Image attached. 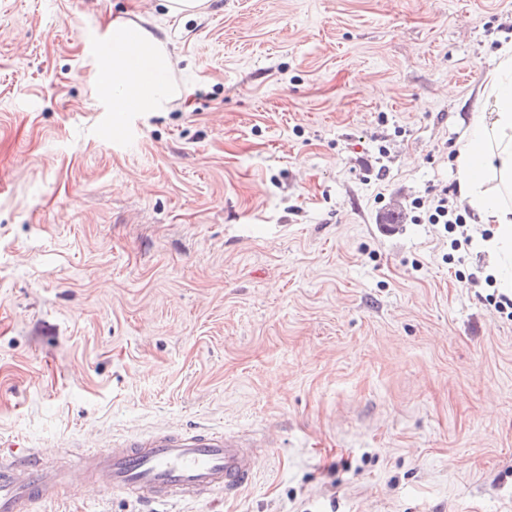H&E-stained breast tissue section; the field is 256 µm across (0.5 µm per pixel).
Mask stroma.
Instances as JSON below:
<instances>
[{"label": "stroma", "mask_w": 512, "mask_h": 512, "mask_svg": "<svg viewBox=\"0 0 512 512\" xmlns=\"http://www.w3.org/2000/svg\"><path fill=\"white\" fill-rule=\"evenodd\" d=\"M181 94L116 116L115 18ZM512 0H0V442L196 424L255 477L178 512H512L488 258L392 212L448 188ZM32 512H151L71 472Z\"/></svg>", "instance_id": "35a3bbf8"}]
</instances>
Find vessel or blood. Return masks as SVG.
Returning a JSON list of instances; mask_svg holds the SVG:
<instances>
[{"instance_id":"obj_1","label":"vessel or blood","mask_w":512,"mask_h":512,"mask_svg":"<svg viewBox=\"0 0 512 512\" xmlns=\"http://www.w3.org/2000/svg\"><path fill=\"white\" fill-rule=\"evenodd\" d=\"M252 443L205 426L133 435L105 448L76 452L71 465L103 491L131 493L148 504L175 505L233 494L254 474ZM64 472L40 452L10 445L0 454V512H30L52 499Z\"/></svg>"}]
</instances>
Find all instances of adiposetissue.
<instances>
[{"label":"adipose tissue","instance_id":"adipose-tissue-1","mask_svg":"<svg viewBox=\"0 0 512 512\" xmlns=\"http://www.w3.org/2000/svg\"><path fill=\"white\" fill-rule=\"evenodd\" d=\"M112 57L100 80L111 84L116 112H154L174 91L161 39L144 27L112 23ZM457 178L474 223L488 224L489 273L512 290V45L483 78L473 120L456 157Z\"/></svg>","mask_w":512,"mask_h":512}]
</instances>
